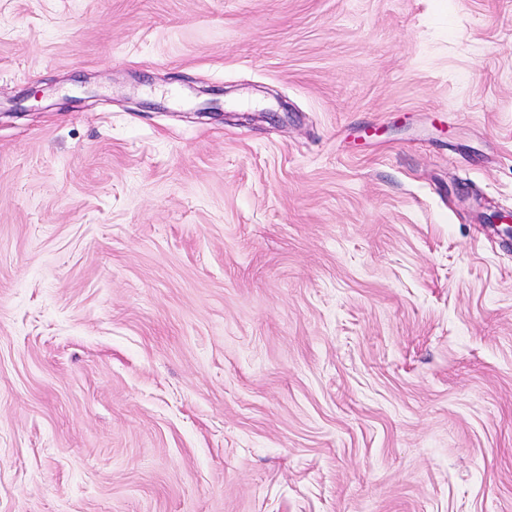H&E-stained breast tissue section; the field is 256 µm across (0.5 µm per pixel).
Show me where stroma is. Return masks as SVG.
Returning a JSON list of instances; mask_svg holds the SVG:
<instances>
[{
    "label": "stroma",
    "mask_w": 512,
    "mask_h": 512,
    "mask_svg": "<svg viewBox=\"0 0 512 512\" xmlns=\"http://www.w3.org/2000/svg\"><path fill=\"white\" fill-rule=\"evenodd\" d=\"M495 210L512 0H0V512H512Z\"/></svg>",
    "instance_id": "1"
}]
</instances>
